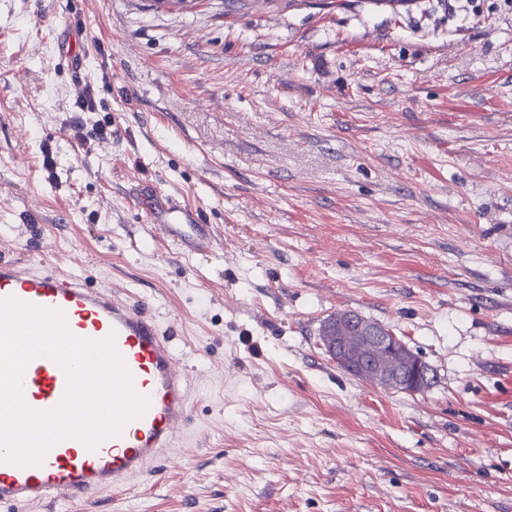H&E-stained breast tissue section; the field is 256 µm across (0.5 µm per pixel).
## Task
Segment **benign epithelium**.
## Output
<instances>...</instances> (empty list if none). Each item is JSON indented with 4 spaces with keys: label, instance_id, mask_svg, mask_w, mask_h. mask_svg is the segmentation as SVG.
I'll use <instances>...</instances> for the list:
<instances>
[{
    "label": "benign epithelium",
    "instance_id": "obj_1",
    "mask_svg": "<svg viewBox=\"0 0 512 512\" xmlns=\"http://www.w3.org/2000/svg\"><path fill=\"white\" fill-rule=\"evenodd\" d=\"M320 338L336 365L372 386L414 394L430 387L434 374L391 330L356 311H338Z\"/></svg>",
    "mask_w": 512,
    "mask_h": 512
}]
</instances>
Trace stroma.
I'll return each mask as SVG.
<instances>
[{
	"instance_id": "obj_1",
	"label": "stroma",
	"mask_w": 512,
	"mask_h": 512,
	"mask_svg": "<svg viewBox=\"0 0 512 512\" xmlns=\"http://www.w3.org/2000/svg\"><path fill=\"white\" fill-rule=\"evenodd\" d=\"M79 84L111 138H77ZM0 250L133 289L191 383L156 471L25 512H512V0H0ZM342 310L434 384L336 368ZM151 192L152 200L143 208L147 224L159 225L171 242L191 252L204 255L212 250L213 228L204 223L198 208L156 189Z\"/></svg>"
}]
</instances>
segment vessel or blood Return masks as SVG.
<instances>
[{
	"instance_id": "vessel-or-blood-1",
	"label": "vessel or blood",
	"mask_w": 512,
	"mask_h": 512,
	"mask_svg": "<svg viewBox=\"0 0 512 512\" xmlns=\"http://www.w3.org/2000/svg\"><path fill=\"white\" fill-rule=\"evenodd\" d=\"M144 215L171 242L191 252L204 255L214 246L213 228L205 224L201 211L170 195L153 191ZM8 297L62 311L76 337H114L133 387L148 398L149 407L126 424L120 436L103 440L96 449L68 438L53 445L41 465L0 462V505L89 498L106 488L117 492L175 448L176 430L189 419L188 379L177 367L175 324H162L145 301L131 294L91 285L87 277L57 270L37 256L0 255V299ZM66 388V375L54 361L37 357L28 363L23 394L32 409L55 408Z\"/></svg>"
}]
</instances>
